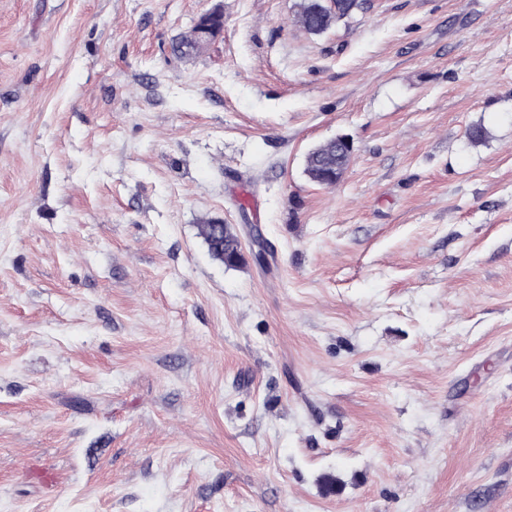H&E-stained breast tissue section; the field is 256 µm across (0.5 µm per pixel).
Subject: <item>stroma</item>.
Segmentation results:
<instances>
[{
  "mask_svg": "<svg viewBox=\"0 0 512 512\" xmlns=\"http://www.w3.org/2000/svg\"><path fill=\"white\" fill-rule=\"evenodd\" d=\"M300 3L0 0V512H512V0ZM319 0H306L300 5L298 23L309 33L320 34L329 29L333 23L350 16L355 10L364 8L366 0H335L336 12L331 15H322L318 10ZM326 16V20L323 19ZM210 40L202 38L193 26L190 31L177 38L173 44V52L182 58H192L206 46ZM351 155L352 151L337 142L329 140L308 154L305 172L308 178L316 184L334 185L337 182L336 180L322 176L321 173L336 166L347 169ZM199 234L206 242L210 239L214 240L218 238L216 244L224 246V263L229 266H234L230 262V258L237 251L239 240L227 224L217 226L213 224L212 221H208L206 224L200 225Z\"/></svg>",
  "mask_w": 512,
  "mask_h": 512,
  "instance_id": "1",
  "label": "stroma"
}]
</instances>
